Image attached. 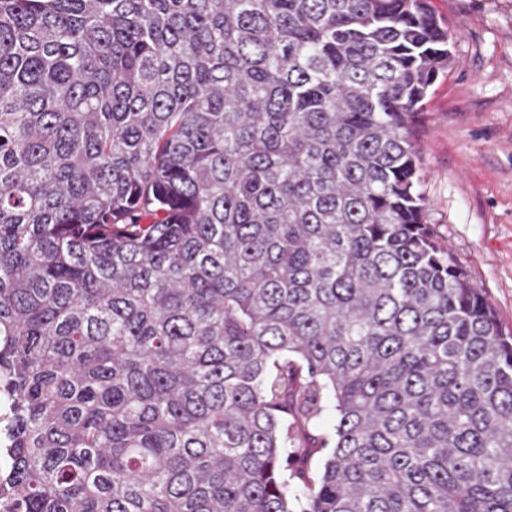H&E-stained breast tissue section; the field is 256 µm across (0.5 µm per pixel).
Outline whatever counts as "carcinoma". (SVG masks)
Masks as SVG:
<instances>
[{"instance_id": "obj_1", "label": "carcinoma", "mask_w": 512, "mask_h": 512, "mask_svg": "<svg viewBox=\"0 0 512 512\" xmlns=\"http://www.w3.org/2000/svg\"><path fill=\"white\" fill-rule=\"evenodd\" d=\"M450 64L427 0H0V512H512Z\"/></svg>"}]
</instances>
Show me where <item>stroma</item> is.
Segmentation results:
<instances>
[{"mask_svg": "<svg viewBox=\"0 0 512 512\" xmlns=\"http://www.w3.org/2000/svg\"><path fill=\"white\" fill-rule=\"evenodd\" d=\"M452 62L412 123L427 221L512 330V0H428Z\"/></svg>", "mask_w": 512, "mask_h": 512, "instance_id": "1", "label": "stroma"}]
</instances>
